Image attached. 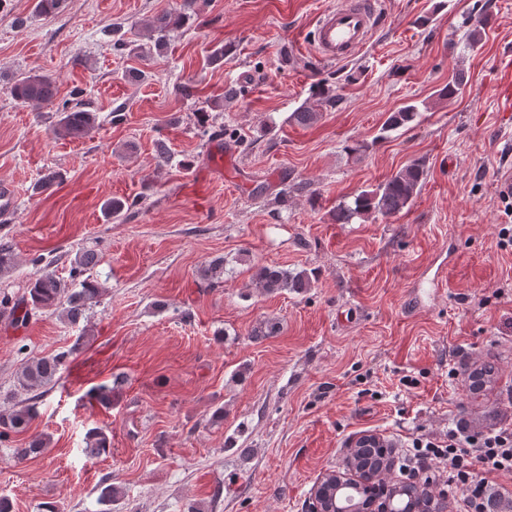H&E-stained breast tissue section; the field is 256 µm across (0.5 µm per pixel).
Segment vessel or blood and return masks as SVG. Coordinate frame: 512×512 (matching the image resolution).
Instances as JSON below:
<instances>
[{"label": "vessel or blood", "instance_id": "vessel-or-blood-1", "mask_svg": "<svg viewBox=\"0 0 512 512\" xmlns=\"http://www.w3.org/2000/svg\"><path fill=\"white\" fill-rule=\"evenodd\" d=\"M381 18L378 0H345L321 9L311 37L314 55L336 64L357 58L372 42Z\"/></svg>", "mask_w": 512, "mask_h": 512}]
</instances>
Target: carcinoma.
<instances>
[{"instance_id":"obj_1","label":"carcinoma","mask_w":512,"mask_h":512,"mask_svg":"<svg viewBox=\"0 0 512 512\" xmlns=\"http://www.w3.org/2000/svg\"><path fill=\"white\" fill-rule=\"evenodd\" d=\"M194 4L195 0H183L180 12L163 14L147 24L149 39L153 40L154 45H163L167 32L190 20L194 13ZM11 93L22 102L45 103L56 95V86L47 76L20 75L14 80ZM419 114L420 109L416 104H408L390 113L380 129V138L415 123ZM96 122V113L87 103L78 100L72 106L63 105L53 132L63 138H81L95 127ZM425 176V165L413 162L375 187L362 190L350 201L338 204L332 212V218L337 224H351L373 215L394 216L411 206ZM130 208L131 205L126 201L112 198L104 203L103 212L106 218L120 221L124 218L125 211ZM15 262L12 241L7 237H0V275L10 271ZM97 263V254L94 251L85 250L79 253L71 264L68 282L57 277L49 270V266H43L39 274L30 281L27 297L22 300L25 305L22 319H28L33 312L55 308L60 310V316L67 322H79L101 293L99 283L90 274ZM255 282L256 287L266 293L283 290L300 292L311 287L310 279L304 273H293L277 266L259 267L255 273ZM74 350L76 347L73 346L67 351L24 361L17 375V387L26 392L28 397L10 411L0 413V440L9 438L12 433L21 434L29 430L38 414L40 400L56 384L62 367ZM47 445L48 439L45 436L34 435L25 447L17 449V458L23 460L36 457L44 452ZM110 447L109 435L104 430L95 429L88 433V455L99 457L108 453ZM387 456L388 449L381 445L360 448L357 451V468L377 471L384 465Z\"/></svg>"}]
</instances>
